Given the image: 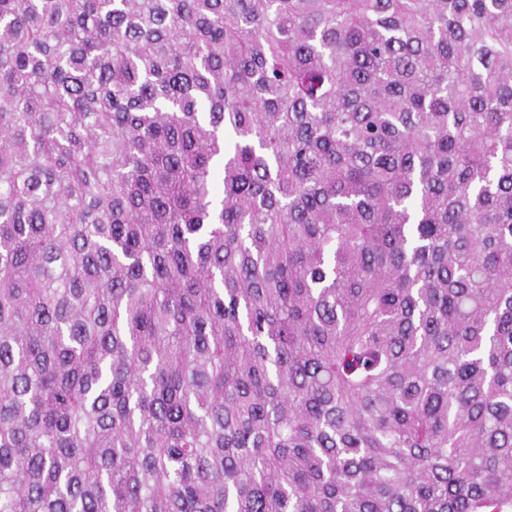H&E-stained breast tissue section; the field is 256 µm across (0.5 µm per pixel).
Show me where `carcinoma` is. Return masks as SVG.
<instances>
[{"label": "carcinoma", "instance_id": "carcinoma-1", "mask_svg": "<svg viewBox=\"0 0 512 512\" xmlns=\"http://www.w3.org/2000/svg\"><path fill=\"white\" fill-rule=\"evenodd\" d=\"M0 512H512V0H0Z\"/></svg>", "mask_w": 512, "mask_h": 512}]
</instances>
